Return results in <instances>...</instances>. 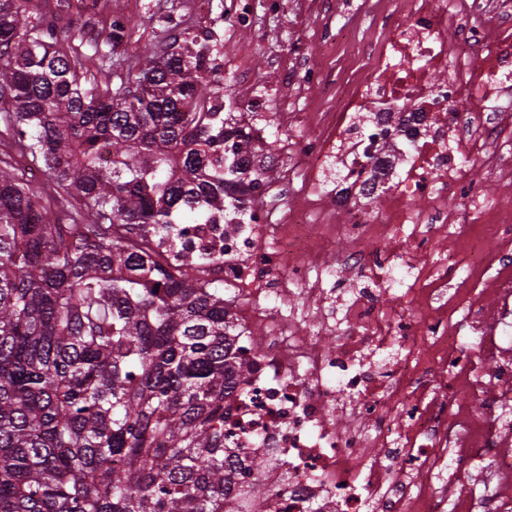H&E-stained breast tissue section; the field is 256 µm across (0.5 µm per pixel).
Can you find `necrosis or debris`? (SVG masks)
<instances>
[{
  "mask_svg": "<svg viewBox=\"0 0 512 512\" xmlns=\"http://www.w3.org/2000/svg\"><path fill=\"white\" fill-rule=\"evenodd\" d=\"M358 8L385 15L368 74L313 117L284 106L281 124L301 135L275 156L278 179L257 199L239 182L226 211L238 232L202 235L244 304L238 322L266 330L224 402V445L245 463L266 458L249 478L280 489L278 512H512V211L478 206L476 170L512 146L497 119L512 107V0ZM435 70L446 80L429 83ZM377 195L386 209L371 208ZM460 196L471 203L458 214L448 201ZM437 237L447 251L418 272L415 255ZM366 238L378 257L361 251ZM340 265L373 288L326 324L327 351L286 308L302 286L326 303ZM394 284L379 301L375 287Z\"/></svg>",
  "mask_w": 512,
  "mask_h": 512,
  "instance_id": "4bbe7bcc",
  "label": "necrosis or debris"
}]
</instances>
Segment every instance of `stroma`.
Segmentation results:
<instances>
[{
    "label": "stroma",
    "instance_id": "obj_1",
    "mask_svg": "<svg viewBox=\"0 0 512 512\" xmlns=\"http://www.w3.org/2000/svg\"><path fill=\"white\" fill-rule=\"evenodd\" d=\"M70 2L32 0L31 6L36 12L58 18L60 50L76 61L80 73L102 87L132 84L146 55L168 52L174 38L205 24L214 25L220 39L217 62L229 66L240 61L246 68V78L235 81V88L245 101L259 95L267 99L265 111L248 115L250 121L267 129L266 135L253 143L258 155L275 154L279 142L291 135L290 130L272 121L281 102L296 101L304 112L325 110L330 104V86L346 87L366 72L368 59L363 47L377 35L375 19L363 14L347 18L343 0H281L275 11L268 10L267 0H252L254 23L249 28L213 23V15L223 13L226 0H213L209 14L199 13L193 0H112L111 7L86 8L79 13L73 11ZM117 12L133 17L138 26L113 54L111 65L104 66L94 53V43L104 39ZM288 56L320 67L329 88L303 92L297 84L285 81L279 63ZM0 160L12 164L47 206L59 208L55 184L10 135H0Z\"/></svg>",
    "mask_w": 512,
    "mask_h": 512
}]
</instances>
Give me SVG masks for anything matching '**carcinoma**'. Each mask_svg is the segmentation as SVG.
Returning <instances> with one entry per match:
<instances>
[{"mask_svg": "<svg viewBox=\"0 0 512 512\" xmlns=\"http://www.w3.org/2000/svg\"><path fill=\"white\" fill-rule=\"evenodd\" d=\"M26 2L0 0L4 123L81 223L0 167V512H244L242 496L272 498L239 488L224 447V400L250 370L236 340L253 332L199 271L215 258L172 266L150 248L224 223L238 167L210 103L237 92L192 34L135 88L101 89Z\"/></svg>", "mask_w": 512, "mask_h": 512, "instance_id": "1", "label": "carcinoma"}]
</instances>
